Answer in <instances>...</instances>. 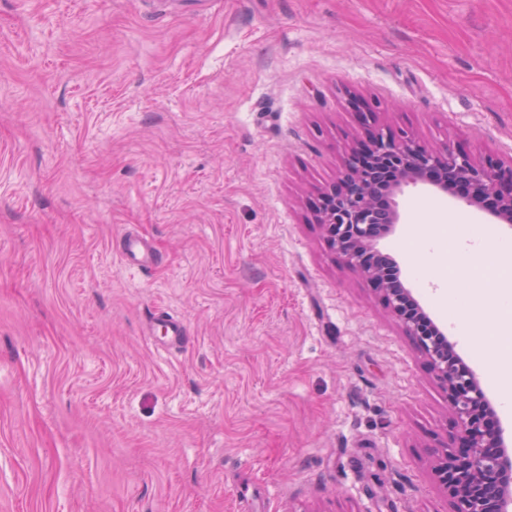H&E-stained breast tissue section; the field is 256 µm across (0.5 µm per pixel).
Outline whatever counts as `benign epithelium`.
<instances>
[{"label": "benign epithelium", "mask_w": 512, "mask_h": 512, "mask_svg": "<svg viewBox=\"0 0 512 512\" xmlns=\"http://www.w3.org/2000/svg\"><path fill=\"white\" fill-rule=\"evenodd\" d=\"M431 171L439 176L434 188L446 192L448 180L462 182L467 193L459 199L465 205L484 209L491 200L492 221L512 223V160L429 147L390 128L369 129L350 148L341 176L318 196L315 220L328 247L378 287L448 396L457 437L454 446L436 451L435 475L452 499V512H512V450L492 422L483 388L405 287L398 264L374 249L400 221L394 197L428 181Z\"/></svg>", "instance_id": "7a95c632"}]
</instances>
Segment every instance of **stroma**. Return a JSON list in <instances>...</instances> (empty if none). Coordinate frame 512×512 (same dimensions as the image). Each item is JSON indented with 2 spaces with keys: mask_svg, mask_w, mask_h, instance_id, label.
Instances as JSON below:
<instances>
[{
  "mask_svg": "<svg viewBox=\"0 0 512 512\" xmlns=\"http://www.w3.org/2000/svg\"><path fill=\"white\" fill-rule=\"evenodd\" d=\"M512 158V0H0V512H451L446 392L309 209L361 127ZM376 246L475 373L417 225ZM128 231L158 268L114 251ZM182 318L184 348L142 332Z\"/></svg>",
  "mask_w": 512,
  "mask_h": 512,
  "instance_id": "1",
  "label": "stroma"
}]
</instances>
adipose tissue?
Masks as SVG:
<instances>
[{"mask_svg": "<svg viewBox=\"0 0 512 512\" xmlns=\"http://www.w3.org/2000/svg\"><path fill=\"white\" fill-rule=\"evenodd\" d=\"M459 260H448L445 273L449 283H463L471 299L470 316L475 335L480 336L481 354L495 369L501 398L512 404V360L502 356L504 343L512 342V311L503 302L512 300V247L492 237H479L461 244ZM496 297L500 305L486 311L485 297Z\"/></svg>", "mask_w": 512, "mask_h": 512, "instance_id": "1", "label": "adipose tissue"}]
</instances>
